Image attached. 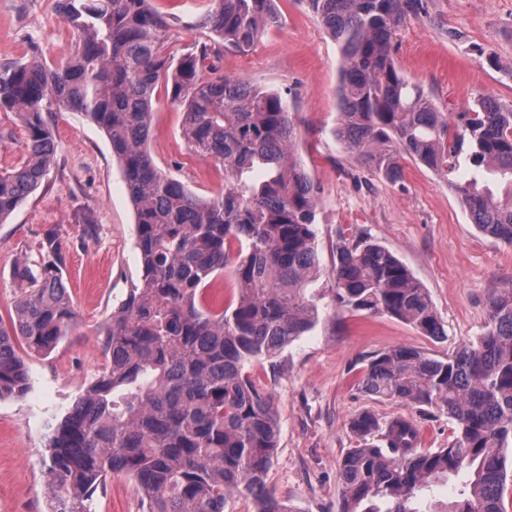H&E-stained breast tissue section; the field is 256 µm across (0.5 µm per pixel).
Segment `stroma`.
Here are the masks:
<instances>
[{"label":"stroma","mask_w":512,"mask_h":512,"mask_svg":"<svg viewBox=\"0 0 512 512\" xmlns=\"http://www.w3.org/2000/svg\"><path fill=\"white\" fill-rule=\"evenodd\" d=\"M203 2L153 0L158 12L176 20L171 52L200 40L192 23ZM276 7L281 26L265 31L249 52L225 51L219 68L227 77L287 93L292 102L296 149L321 191L319 286L330 284L339 232L364 235L427 288L447 333L436 341L395 318L331 306L306 336L254 368L252 378L271 395L280 426L267 486L293 512H336L341 460L357 445L350 430L357 414L413 418L424 449L454 441V426L442 411L375 399L361 379L369 360L385 350L406 346L442 357L480 336L489 297L512 282V246L478 231L444 175L408 160L394 186L337 141L338 47L305 0H276ZM72 39L55 0H0V65L34 52L59 63ZM393 55L441 111H460L482 95L512 108V0H428L426 17L398 29ZM183 119L181 108L159 95L149 151L162 171L212 198L224 189V169L191 150L181 136ZM49 121L56 164L45 185L0 224V317H9L13 307L17 258H37L41 238L54 229L70 246L63 275L78 318L71 336L51 353L26 355V395L0 400V512H47V440L97 378L100 330L143 274L135 207L107 135L78 112H55ZM79 209L92 213L94 239L81 241L74 222ZM92 509L145 512V503L131 478L116 475Z\"/></svg>","instance_id":"35a3bbf8"}]
</instances>
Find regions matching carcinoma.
Listing matches in <instances>:
<instances>
[{"label": "carcinoma", "mask_w": 512, "mask_h": 512, "mask_svg": "<svg viewBox=\"0 0 512 512\" xmlns=\"http://www.w3.org/2000/svg\"><path fill=\"white\" fill-rule=\"evenodd\" d=\"M306 3L342 57L337 140L393 184L403 159L447 175L476 228L511 246L512 109L485 96L441 112L395 63L399 26L426 16L427 0ZM56 8L76 36L65 61L51 65L34 52L0 65V112L18 117L24 145L21 162L0 170V224L55 165L45 114L81 112L121 165L143 274L100 332L102 372L49 438L51 512H92L94 495L119 474L143 491L147 512H226L236 496L252 498L254 512H293L265 482L279 420L249 368L312 330L325 310V294L311 287L320 273L319 189L295 150L288 95L208 64L226 50L248 52L280 25L274 0H208L196 22L204 40L178 57L167 52L171 20L151 0H56ZM161 85L183 109L190 148L224 166L219 196L200 198L149 153ZM75 223L81 241L97 234L90 213ZM68 250L49 230L39 260L14 266L13 314L0 318V400L29 388L21 352L47 353L75 326L63 283ZM226 270L237 288L222 304L210 290ZM331 280V304L447 338L427 289L384 246L339 236ZM489 320L482 336L444 358L396 347L370 359L366 392L435 407L456 437L424 452L413 419L357 414L350 429L359 445L342 459L337 512H417L418 493L461 471L469 492L443 512H503L512 481V282L491 297Z\"/></svg>", "instance_id": "obj_1"}]
</instances>
